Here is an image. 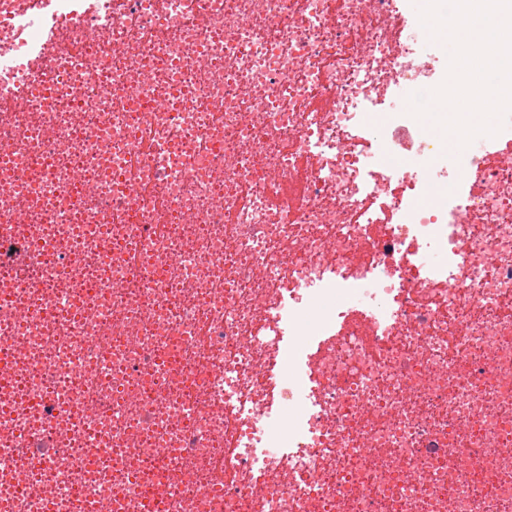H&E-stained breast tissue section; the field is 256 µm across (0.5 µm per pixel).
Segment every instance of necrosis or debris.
<instances>
[{
	"instance_id": "obj_1",
	"label": "necrosis or debris",
	"mask_w": 512,
	"mask_h": 512,
	"mask_svg": "<svg viewBox=\"0 0 512 512\" xmlns=\"http://www.w3.org/2000/svg\"><path fill=\"white\" fill-rule=\"evenodd\" d=\"M409 0H0V512H512V117L443 164Z\"/></svg>"
}]
</instances>
